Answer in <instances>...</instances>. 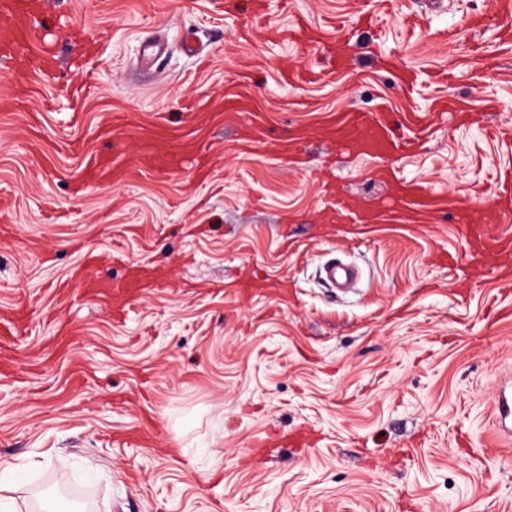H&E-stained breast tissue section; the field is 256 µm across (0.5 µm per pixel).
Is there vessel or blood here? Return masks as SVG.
<instances>
[{
    "label": "vessel or blood",
    "instance_id": "obj_1",
    "mask_svg": "<svg viewBox=\"0 0 512 512\" xmlns=\"http://www.w3.org/2000/svg\"><path fill=\"white\" fill-rule=\"evenodd\" d=\"M491 8L499 21L498 35L502 45H512V0H492ZM42 12L38 0H0V63L11 67L16 96L11 107L25 108L27 102L38 92V88L29 78L27 63L30 57H37L41 64L43 79H51L58 64L55 45L45 42L41 33ZM258 36L266 39L288 41L300 36L319 44L328 55L335 68H342L343 60L338 56L326 30L320 26L304 23L282 29L265 26L257 31ZM237 116L247 133L241 138L243 148L266 146L264 124L260 113L255 112L251 104V95L247 85H240L238 91L226 95L222 110L206 115L199 101H189L185 106V120L176 127L152 125L143 135V161L146 166L162 167L173 172L181 171L186 160H193L195 177L198 181H210L215 173L211 164L214 143L211 139L199 136L198 127L203 120L213 124H222L223 113ZM410 127L420 130L417 139L396 135L387 112H362L346 110L326 117V139L332 147L341 149L358 148L364 154L384 158L417 150L423 147L424 136L430 135L428 115L424 112L410 113L407 118ZM133 120L125 112H107L102 116L99 126L101 137H111L115 132L132 127ZM129 174L126 164L117 161L110 153L90 154L74 180L76 194H83L92 183L104 179H125ZM380 178L393 189V202L389 206L379 207L369 214H359L351 200L336 197L330 217L339 224H372L383 215H391L403 224L426 222L438 212L440 200L421 180L404 181L397 177L392 168L380 170ZM494 193L491 198L492 209L485 212L467 205H459L458 210L464 223L470 230L479 251L492 257V271L501 278L512 279V239H503L484 235L480 225L487 213H495L512 220V168L499 171L496 176ZM96 258L84 255L80 265L72 272V280L88 283L90 287L113 291L119 299L120 307L135 305L142 296L143 284L134 275L120 283H112L95 276ZM325 279L331 287L342 288L356 276L353 267L343 264H328L324 267Z\"/></svg>",
    "mask_w": 512,
    "mask_h": 512
}]
</instances>
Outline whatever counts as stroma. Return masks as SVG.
Segmentation results:
<instances>
[{"label": "stroma", "instance_id": "obj_1", "mask_svg": "<svg viewBox=\"0 0 512 512\" xmlns=\"http://www.w3.org/2000/svg\"><path fill=\"white\" fill-rule=\"evenodd\" d=\"M356 7L378 3L288 0L259 18L237 0H49L62 64L27 112L60 147L52 173L29 144L27 112L0 110V199L14 228L0 242V311L28 314L0 335V356L15 361L0 371V473L15 482L0 512H34L43 491L57 512H512V439L493 427L512 376V287L489 273L459 287L479 257L456 209L358 234L324 223L318 174L327 166L343 193L384 199L380 159L330 156L322 117L384 107L399 124L454 100L476 122L437 124L423 151L392 165L435 195L484 205L512 168L486 132L512 124V50L495 21L469 25L490 0H392L376 27L336 32L348 69L295 86L281 71L306 66L316 46L244 38L298 17L328 28ZM188 33L205 61L184 52ZM156 40L165 51L142 69ZM383 55L416 68L415 87L383 71ZM76 61L97 81L74 120L60 89L79 82ZM251 62L268 140L308 132L303 169L240 149L232 122L213 133L216 176L204 184L137 169V133L98 136L113 110L150 123L178 121L189 98L218 109ZM102 150L131 176L73 199L85 154ZM87 250L102 278L136 265L162 285L117 318L80 286L56 290ZM334 258L361 268L354 293L320 279ZM246 275L256 288L241 289Z\"/></svg>", "mask_w": 512, "mask_h": 512}]
</instances>
